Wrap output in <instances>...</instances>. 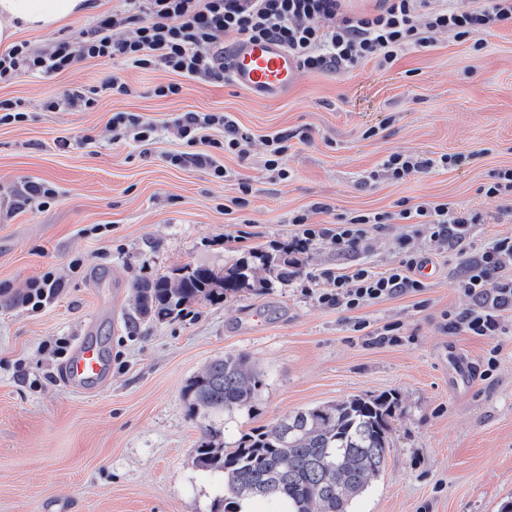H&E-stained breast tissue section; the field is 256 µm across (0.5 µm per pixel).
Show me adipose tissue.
<instances>
[{
    "mask_svg": "<svg viewBox=\"0 0 512 512\" xmlns=\"http://www.w3.org/2000/svg\"><path fill=\"white\" fill-rule=\"evenodd\" d=\"M91 9L88 0H0V43L20 30L56 29Z\"/></svg>",
    "mask_w": 512,
    "mask_h": 512,
    "instance_id": "ef3b65f1",
    "label": "adipose tissue"
}]
</instances>
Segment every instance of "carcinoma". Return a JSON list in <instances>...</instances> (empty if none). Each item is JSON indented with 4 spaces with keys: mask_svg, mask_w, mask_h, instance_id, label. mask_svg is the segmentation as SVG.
<instances>
[{
    "mask_svg": "<svg viewBox=\"0 0 512 512\" xmlns=\"http://www.w3.org/2000/svg\"><path fill=\"white\" fill-rule=\"evenodd\" d=\"M301 269L302 260L286 248L276 254L253 251L222 271L186 265L135 284L136 313L168 319L193 302L264 290ZM263 383L245 355L226 354L185 386L203 428L195 462L217 480L219 512H240L244 498L263 499L281 512H352L385 465L398 398L354 395L300 408L226 440L213 422L253 411Z\"/></svg>",
    "mask_w": 512,
    "mask_h": 512,
    "instance_id": "carcinoma-1",
    "label": "carcinoma"
}]
</instances>
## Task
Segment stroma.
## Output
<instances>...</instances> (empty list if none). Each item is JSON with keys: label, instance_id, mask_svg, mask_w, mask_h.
<instances>
[{"label": "stroma", "instance_id": "obj_1", "mask_svg": "<svg viewBox=\"0 0 512 512\" xmlns=\"http://www.w3.org/2000/svg\"><path fill=\"white\" fill-rule=\"evenodd\" d=\"M48 31H23L37 50L78 40L96 14ZM119 76L132 95L104 90L93 110L48 112L44 100L66 89L103 86ZM176 75L122 60L94 61L45 78L0 84V99L23 101L26 121L0 124V512H214L216 482L195 464L202 435L184 387L227 352L249 355L264 376L257 408L236 415L229 435L288 412L351 395L393 393L390 450L354 512H499L512 501V317L488 340L446 333L442 314L464 308L456 288L464 257L512 234L500 199L480 195L493 170L512 167V29L470 43L436 36L388 70L367 61L350 71H305L287 98L258 101L225 82L185 81L182 93L155 96ZM158 127L153 140L113 138V113ZM185 112H223L252 136L246 158L220 155L227 176L176 166L184 145L169 121ZM309 128L292 141L291 177L269 178L266 136ZM461 155L455 167L394 182L371 179L394 152ZM252 193L233 207L240 182ZM32 182L59 197L39 209L20 195ZM448 203L481 215L464 255L421 247L437 273L414 296L344 312L305 293L307 275L365 263L384 269L397 256L405 224L368 231L359 250L340 254L322 240L303 254L302 273L262 292L189 304L180 317L139 318L133 286L185 266L216 270L249 251H276L294 239L291 219L317 202L314 223L335 227L356 211H391L397 202ZM83 256L84 267L69 262ZM64 282L58 298L32 313L11 297L47 270ZM123 284L112 297V280ZM112 360L108 384L92 394L66 388L51 346L75 341L90 319ZM364 323L354 331L355 323ZM399 324L402 340L380 332ZM501 353L489 379L479 375L491 345Z\"/></svg>", "mask_w": 512, "mask_h": 512}]
</instances>
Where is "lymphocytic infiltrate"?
Listing matches in <instances>:
<instances>
[{"label":"lymphocytic infiltrate","instance_id":"lymphocytic-infiltrate-1","mask_svg":"<svg viewBox=\"0 0 512 512\" xmlns=\"http://www.w3.org/2000/svg\"><path fill=\"white\" fill-rule=\"evenodd\" d=\"M121 8L95 18L79 41L61 40L51 49L36 51L19 42L0 52V84L19 76L43 77L63 73L76 64L116 59L133 67H157L178 75L175 83L157 86L156 96L180 94L183 80L224 82L221 37L233 33L246 39H267L286 48L305 71H342L372 60L382 70L391 68L406 50L432 46L436 34L471 42L481 51L485 35L512 26V0H375L371 11L355 13L347 0H122ZM172 126L187 146L170 161L224 175L218 153L243 158L250 136L228 114L186 112L174 117ZM224 136L212 138L211 130ZM457 154L421 157L394 152L381 164L382 174L401 181L437 168L460 163ZM476 212H457L448 204L423 202L401 205L394 212L359 213L339 218L335 228L310 223L308 215L293 217L297 240L309 245L329 240L340 253L357 251L368 227L385 229L398 222L415 231L399 241V256L384 270L365 263L311 276L319 302L354 311L377 301L422 292L415 275L423 262L420 239L436 249L461 247L469 238ZM512 266V235L494 239L464 262L456 281L469 306L448 311L443 328L449 333L492 338L502 329L505 313L512 312V277L503 271Z\"/></svg>","mask_w":512,"mask_h":512}]
</instances>
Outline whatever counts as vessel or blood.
<instances>
[{"mask_svg":"<svg viewBox=\"0 0 512 512\" xmlns=\"http://www.w3.org/2000/svg\"><path fill=\"white\" fill-rule=\"evenodd\" d=\"M225 60L234 85L258 100L285 96L298 83L301 69L287 50L269 41L237 40ZM110 365L95 337L78 340L60 371L63 384L89 391L109 379Z\"/></svg>","mask_w":512,"mask_h":512,"instance_id":"1","label":"vessel or blood"}]
</instances>
